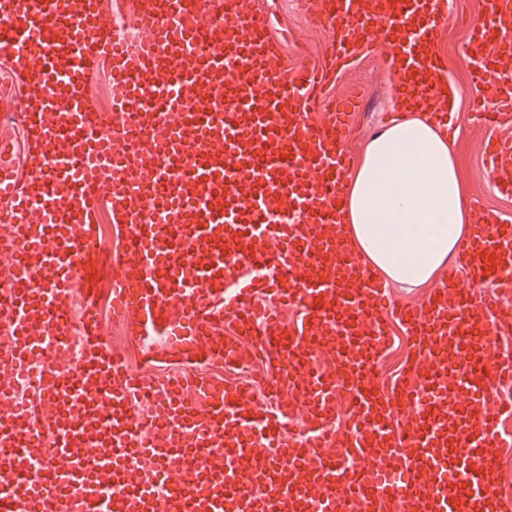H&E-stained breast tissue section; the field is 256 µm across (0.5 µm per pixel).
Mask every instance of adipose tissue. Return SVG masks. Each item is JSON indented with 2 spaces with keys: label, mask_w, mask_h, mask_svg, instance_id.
<instances>
[{
  "label": "adipose tissue",
  "mask_w": 512,
  "mask_h": 512,
  "mask_svg": "<svg viewBox=\"0 0 512 512\" xmlns=\"http://www.w3.org/2000/svg\"><path fill=\"white\" fill-rule=\"evenodd\" d=\"M343 190L350 245L399 288L435 280L474 222L448 136L423 115L376 133Z\"/></svg>",
  "instance_id": "obj_1"
}]
</instances>
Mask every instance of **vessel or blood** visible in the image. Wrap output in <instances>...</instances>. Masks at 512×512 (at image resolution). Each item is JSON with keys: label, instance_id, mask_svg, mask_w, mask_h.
Segmentation results:
<instances>
[{"label": "vessel or blood", "instance_id": "vessel-or-blood-1", "mask_svg": "<svg viewBox=\"0 0 512 512\" xmlns=\"http://www.w3.org/2000/svg\"><path fill=\"white\" fill-rule=\"evenodd\" d=\"M65 2L0 0V108L30 155L18 170L0 141V317L35 391L23 405L0 390V498L20 512H512L497 471L512 349L496 340L512 328V222L477 208L466 279L392 304L341 224L351 105L310 117L383 43L396 91L447 125L435 45L455 0H301L329 33L310 65L288 57L289 30L272 34L276 0H112L135 11L133 37L100 0ZM462 53L485 170L512 195V0H489ZM104 63L108 113L86 90ZM104 206L124 233L110 295L135 368L90 289ZM391 319L412 347L383 390Z\"/></svg>", "mask_w": 512, "mask_h": 512}]
</instances>
